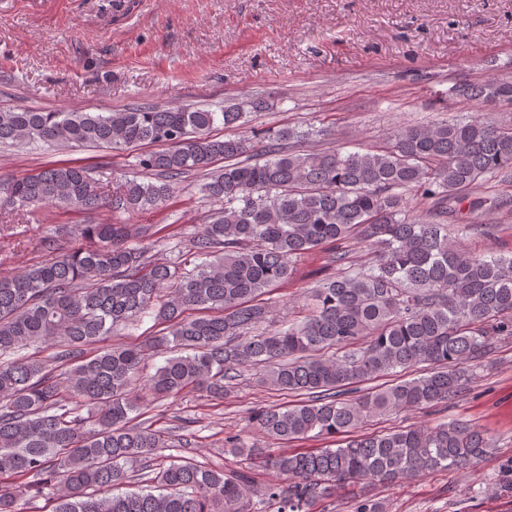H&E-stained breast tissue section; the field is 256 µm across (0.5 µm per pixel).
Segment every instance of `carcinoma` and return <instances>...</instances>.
I'll return each mask as SVG.
<instances>
[{
  "instance_id": "obj_1",
  "label": "carcinoma",
  "mask_w": 512,
  "mask_h": 512,
  "mask_svg": "<svg viewBox=\"0 0 512 512\" xmlns=\"http://www.w3.org/2000/svg\"><path fill=\"white\" fill-rule=\"evenodd\" d=\"M459 92L484 104L512 103V81L491 78ZM255 99L205 107L137 106L116 112L0 109V145L48 148L148 146L141 174L102 195L89 170L55 163L0 182L16 210L65 204L143 211L164 205L192 172L213 206L190 241L192 268L152 264L138 224H83L82 242L10 277H0V512L53 490L52 512H308L338 485L392 483L474 467L488 438L474 426L442 423L375 435L371 416L454 399L471 363L495 336H512V256L461 250L452 236L476 227L483 201L461 205L479 182L512 177V128L480 115L404 127L391 146L366 152L307 150L309 131L284 127L257 142L212 135L238 129ZM222 161L224 166L216 163ZM424 201L412 209L407 193ZM351 238L367 248L354 260ZM334 244L336 273L309 292L307 313L274 317L268 288L291 278L293 262ZM142 315L166 325L151 347L168 353L145 380L157 398L199 389L221 399L242 369L262 386L303 397L250 412V426L288 441L342 436L335 448L273 453L254 449L279 479L250 497L251 477L189 460L150 464L166 447L160 431L133 423L144 347L107 336ZM47 343L53 360L23 350ZM418 365L422 373L378 388L364 383ZM90 406L92 410L82 414ZM140 473L146 488L122 491Z\"/></svg>"
}]
</instances>
